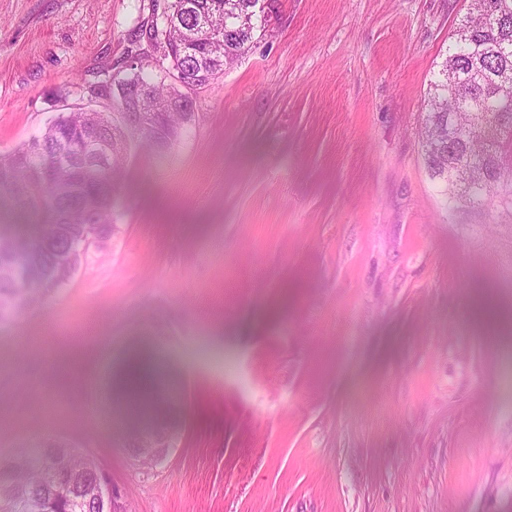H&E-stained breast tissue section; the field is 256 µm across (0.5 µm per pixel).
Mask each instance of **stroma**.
I'll list each match as a JSON object with an SVG mask.
<instances>
[{"label":"stroma","instance_id":"1","mask_svg":"<svg viewBox=\"0 0 512 512\" xmlns=\"http://www.w3.org/2000/svg\"><path fill=\"white\" fill-rule=\"evenodd\" d=\"M167 0H0V157L152 55ZM136 149L118 230L0 322V459L93 458L125 512H512V215L445 210L429 83L467 0H274ZM148 345L179 431L143 462L111 391Z\"/></svg>","mask_w":512,"mask_h":512}]
</instances>
